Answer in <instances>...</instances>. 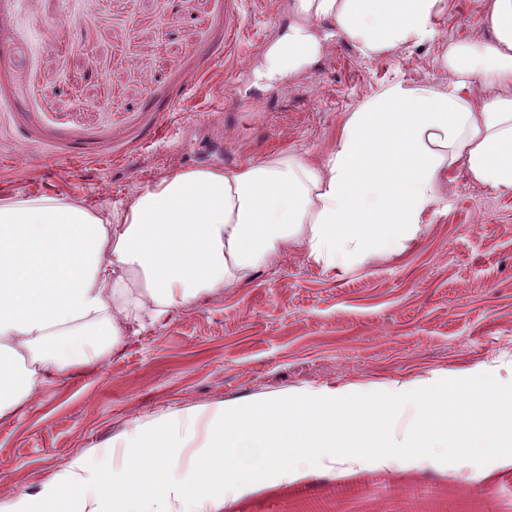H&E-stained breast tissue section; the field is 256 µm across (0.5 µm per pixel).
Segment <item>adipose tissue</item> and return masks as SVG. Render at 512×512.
I'll list each match as a JSON object with an SVG mask.
<instances>
[{"label":"adipose tissue","mask_w":512,"mask_h":512,"mask_svg":"<svg viewBox=\"0 0 512 512\" xmlns=\"http://www.w3.org/2000/svg\"><path fill=\"white\" fill-rule=\"evenodd\" d=\"M301 24L268 49L272 72L321 56L306 22L367 56L432 39L451 0H296ZM492 38L451 41L444 86L389 82L349 112L321 161L281 155L163 176L126 201L0 196V422L50 383L204 295L251 281L299 248L343 275L401 254L461 171L512 192V0H481Z\"/></svg>","instance_id":"ef3b65f1"}]
</instances>
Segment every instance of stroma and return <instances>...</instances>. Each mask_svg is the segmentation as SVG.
Here are the masks:
<instances>
[{"instance_id":"stroma-1","label":"stroma","mask_w":512,"mask_h":512,"mask_svg":"<svg viewBox=\"0 0 512 512\" xmlns=\"http://www.w3.org/2000/svg\"><path fill=\"white\" fill-rule=\"evenodd\" d=\"M479 0H455L433 40L364 56L331 39L319 63L265 78L264 48L293 0H0V193L90 206L156 177L293 153L322 159L347 112L386 83L448 80L443 43L486 40ZM482 373L512 382V192L456 174L419 237L336 278L294 251L249 284L128 339L98 370L55 378L0 424V499L38 497L79 458L124 466L136 426L219 402L326 388L418 389ZM512 457L351 460L237 488L219 512H472Z\"/></svg>"}]
</instances>
